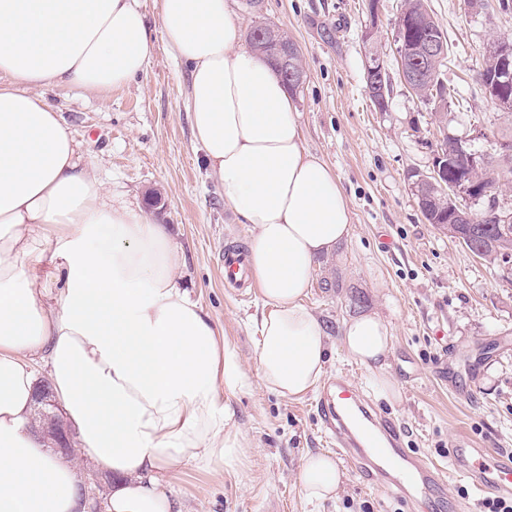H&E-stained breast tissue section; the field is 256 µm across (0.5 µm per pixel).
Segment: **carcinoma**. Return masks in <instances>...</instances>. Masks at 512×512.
Masks as SVG:
<instances>
[{"label":"carcinoma","instance_id":"cac0c4a2","mask_svg":"<svg viewBox=\"0 0 512 512\" xmlns=\"http://www.w3.org/2000/svg\"><path fill=\"white\" fill-rule=\"evenodd\" d=\"M406 13L405 27L402 39L406 46H414L421 41L434 38L443 45L442 55L426 63L424 70L420 71L414 94L425 101L447 103V100L456 97L457 91L441 79L442 68L449 62L448 37L429 13L424 0H405ZM249 40L253 48L270 56L276 65L283 81H288L287 69L280 62V45L285 36L270 26H256L250 32ZM499 68L498 59L492 55L485 57L480 72V81L488 84L494 82ZM443 154V161L449 169L464 167V161L452 157L455 150L454 138L444 136L439 143ZM473 175L483 184L492 188V194L499 196L512 189V158H506L501 153H485L481 157V166L473 171ZM436 202L428 205L423 212L429 224H436L448 237L453 239L460 234L462 237L479 244L484 248L479 258L492 264L499 260L507 261L512 258V220L508 223H496L489 218V213L481 209L474 212L476 223L451 224L449 223L448 202L443 200L441 193L432 192Z\"/></svg>","mask_w":512,"mask_h":512}]
</instances>
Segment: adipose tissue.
<instances>
[{
    "label": "adipose tissue",
    "mask_w": 512,
    "mask_h": 512,
    "mask_svg": "<svg viewBox=\"0 0 512 512\" xmlns=\"http://www.w3.org/2000/svg\"><path fill=\"white\" fill-rule=\"evenodd\" d=\"M157 17L188 69L186 110L207 172L252 232L259 378L280 398L302 397L324 375L328 339L304 300L316 264L351 236L349 199L304 148L286 88L241 46L226 0H159ZM153 50L138 0H0V512H85L75 462L49 456L27 429L41 355L80 448L120 479L107 512H181L164 476L190 463L232 472L247 453L223 398L245 376L183 291L166 228L78 164L44 94L123 86ZM340 336L394 393L389 321L361 313ZM300 478L307 499L321 501L344 474L317 454Z\"/></svg>",
    "instance_id": "obj_1"
}]
</instances>
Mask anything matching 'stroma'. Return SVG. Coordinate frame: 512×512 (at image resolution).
<instances>
[{"label":"stroma","instance_id":"35a3bbf8","mask_svg":"<svg viewBox=\"0 0 512 512\" xmlns=\"http://www.w3.org/2000/svg\"><path fill=\"white\" fill-rule=\"evenodd\" d=\"M139 2L155 45L146 69L118 88L56 87L45 96L67 122L79 164L94 166L107 188L166 226L191 298L220 327L249 378L229 398L230 426L250 445L242 466L221 476L181 468L168 491L185 512H424L345 462L336 498L307 500L303 458L336 452L316 408L319 393L284 400L259 379L260 294L225 288L221 257L222 247H248L251 232L206 174L185 108L188 70L162 40L157 0ZM496 2L469 11L464 0H426L451 46L445 76L460 91L457 102L440 107L416 97L393 64L404 0H381L374 17L367 0H228L243 31L270 24L298 46L306 81L292 99L303 146L331 166L349 198L352 232L342 258L316 265L305 300L328 331L325 373H345L404 427L407 451L447 473L437 512H448L451 502L480 512L484 499L455 470L457 438L512 456V262L488 264L426 223L412 191L413 176L431 173L441 135L478 152L500 138L502 114L478 81L486 48L512 39V15L496 11ZM369 40L391 62L383 112L365 89ZM370 309L393 328L386 359L398 392L392 400L371 388L368 371L341 342L343 321Z\"/></svg>","mask_w":512,"mask_h":512}]
</instances>
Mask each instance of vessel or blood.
I'll return each mask as SVG.
<instances>
[{
  "label": "vessel or blood",
  "instance_id": "1",
  "mask_svg": "<svg viewBox=\"0 0 512 512\" xmlns=\"http://www.w3.org/2000/svg\"><path fill=\"white\" fill-rule=\"evenodd\" d=\"M224 269L230 284L242 286L249 276L245 253L226 248ZM325 430L336 441L341 457L350 460L372 477L384 478L398 494L429 495L445 482L442 472L422 459L404 453L403 428L385 416H371L346 377L329 380L319 400ZM457 470L486 494H512V461L488 456L481 448L452 451Z\"/></svg>",
  "mask_w": 512,
  "mask_h": 512
}]
</instances>
